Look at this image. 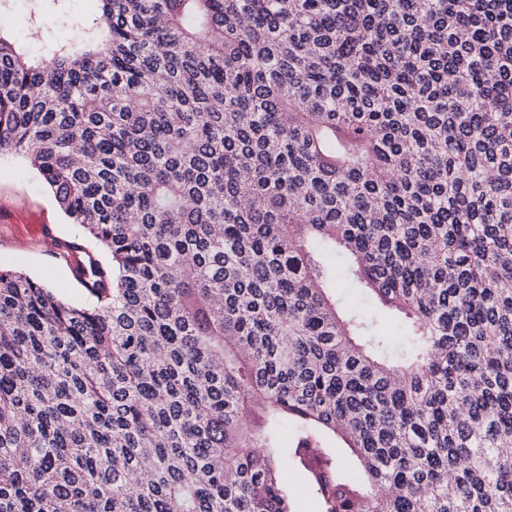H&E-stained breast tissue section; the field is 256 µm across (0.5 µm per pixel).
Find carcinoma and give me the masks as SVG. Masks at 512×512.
Instances as JSON below:
<instances>
[{"label": "carcinoma", "instance_id": "obj_1", "mask_svg": "<svg viewBox=\"0 0 512 512\" xmlns=\"http://www.w3.org/2000/svg\"><path fill=\"white\" fill-rule=\"evenodd\" d=\"M94 2L0 35L92 300L0 268V512H512V0ZM24 11L29 20L24 25H16L10 19L15 10ZM54 14L57 20L45 25L48 15ZM92 0H62L54 6L48 0H0L1 32L23 47L30 55L36 56L55 42L74 39L83 29H90L99 22ZM74 25V27H72ZM36 28L24 37L27 29ZM335 291L337 297L341 298L346 304L356 306L361 312L373 311L372 307H368V304L362 297L359 288H355L351 281L346 278L342 269L337 267ZM283 477L293 491L295 512H318L317 503L306 487L304 475L296 469L286 467Z\"/></svg>", "mask_w": 512, "mask_h": 512}]
</instances>
